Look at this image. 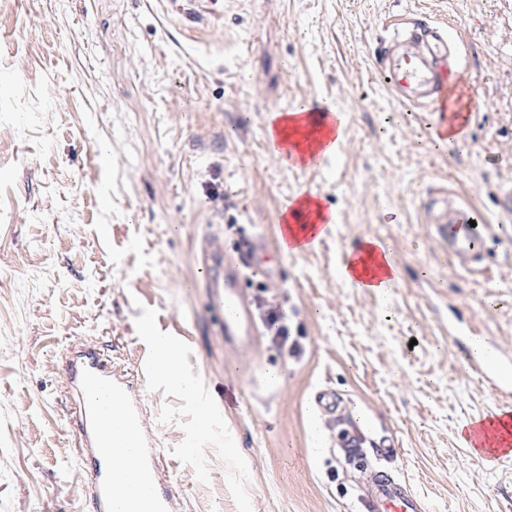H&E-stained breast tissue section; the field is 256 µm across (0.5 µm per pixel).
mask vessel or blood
<instances>
[{"label":"vessel or blood","instance_id":"vessel-or-blood-1","mask_svg":"<svg viewBox=\"0 0 512 512\" xmlns=\"http://www.w3.org/2000/svg\"><path fill=\"white\" fill-rule=\"evenodd\" d=\"M384 31L386 47L381 72L397 99L436 111L433 131L437 137L459 136L471 115L443 95L441 71H456L458 60V49L447 29L439 25L422 29L394 16ZM421 36L430 45L425 56L414 49ZM423 213L425 223L435 226L452 266L467 272L486 267L487 252L478 228L471 225L477 211L468 200L443 189L427 202ZM314 217L310 206L289 209L281 232L286 236L302 234ZM197 262L206 298L217 316L219 333L226 344L247 348L260 333L243 294L247 275L257 270L270 281L279 277L278 266L266 257L263 240L243 234L228 251L223 239L209 237L202 243ZM448 336L461 351L468 374L496 395L495 409L466 419L460 427L474 458L484 466H495L512 457V356L499 351L492 341L480 338L478 330L459 314L449 316ZM61 378L63 388L75 401L73 414L79 424L80 456L89 489L86 512H118L121 502L111 451L118 436L112 434L97 400L101 393L114 401L122 418L121 434L131 438L136 450V479L148 489L144 512H174V495L164 478L160 453L146 433L127 375L117 371L111 359L103 357L96 347L85 344L69 359ZM367 505L370 512H425L423 501L406 484L379 471L370 475Z\"/></svg>","mask_w":512,"mask_h":512}]
</instances>
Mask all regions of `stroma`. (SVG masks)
<instances>
[{
	"mask_svg": "<svg viewBox=\"0 0 512 512\" xmlns=\"http://www.w3.org/2000/svg\"><path fill=\"white\" fill-rule=\"evenodd\" d=\"M448 27L473 114L439 144L429 110L376 69L385 16ZM0 512H82L85 475L60 382L86 340L137 376L176 512H368L378 469L426 512H512V459L469 456L460 424L495 402L442 323L449 306L512 353V0H0ZM349 112L337 155L291 167L268 145L275 111ZM445 188L476 208L489 267L454 268L422 205ZM316 194L334 222L282 255L289 201ZM263 238L283 277L255 306L288 313L296 354L269 336L232 352L196 264L204 236ZM401 271L387 298L336 273L364 238ZM179 349L201 410L158 367ZM336 408L312 411L316 391ZM355 433V458L336 444Z\"/></svg>",
	"mask_w": 512,
	"mask_h": 512,
	"instance_id": "obj_1",
	"label": "stroma"
}]
</instances>
